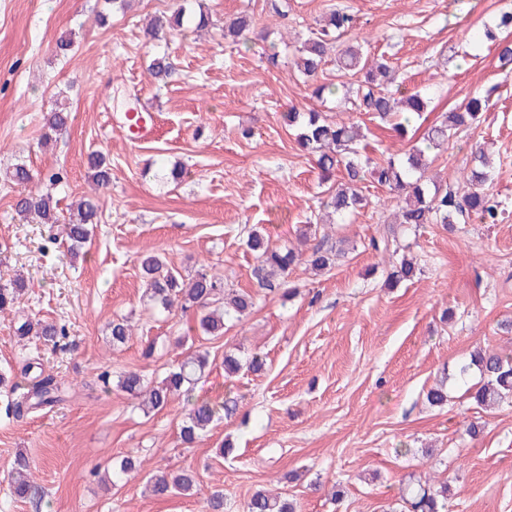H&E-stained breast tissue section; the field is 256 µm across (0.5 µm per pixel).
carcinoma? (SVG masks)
<instances>
[{"label": "carcinoma", "instance_id": "cac0c4a2", "mask_svg": "<svg viewBox=\"0 0 512 512\" xmlns=\"http://www.w3.org/2000/svg\"><path fill=\"white\" fill-rule=\"evenodd\" d=\"M186 23L196 28L206 27L210 24L209 14L201 10L188 16L185 7L180 5L169 17L155 22L152 34L165 28L178 31ZM251 25L250 16H237L224 23V38L237 42ZM353 27V15L343 10L331 11L319 29L310 33L297 48V71L308 79L316 78L328 55L336 51L340 70L353 75L365 72L364 80L351 91L356 109L376 115L387 122L397 135L405 137L413 128V122L421 119L428 110L431 97L418 90L406 91L397 97L389 88L392 74L384 57L365 55L353 45L334 49V43L349 34ZM501 29H512V11L501 13L495 26L486 25L484 30L475 31L473 37L477 41L483 38L498 41L499 60L509 64L512 62V41L506 37L497 40V31ZM496 89L495 85L490 87L484 95L471 98L463 109L450 112L442 120L427 126L407 153L374 166L359 150L363 135L355 122L333 123L319 112H297L293 108L285 118L288 127L296 132L298 145L317 156L323 178H329L337 170L342 172V177L336 181V187L329 189L328 200L324 202V207L331 210L336 222L345 221L366 205L363 183L369 176L377 184L388 188L401 202L399 223L407 230H415L423 224H454L465 217L474 218L481 224H496L503 209L501 202L485 191L495 169L483 149L477 147L472 150L471 166L462 175L464 185L461 192L441 187L428 175L430 155L448 148L452 131L479 122L483 112L489 109L491 96ZM67 125L68 110L60 104L48 115L43 138H55L66 130ZM88 164L92 181L97 187H106L112 182L111 167L103 156L90 155ZM58 205L59 201L49 193L31 192L19 196L14 208L19 215L32 217L41 224H57ZM98 212V199L87 196L78 204L77 214L63 223L62 233L69 243L70 252L74 253L85 245ZM246 245L256 259L253 276L258 287L269 291L282 285L296 264L304 262L312 270L321 272L336 265L340 252L337 245H330L325 239L304 251L274 247L266 230L258 228L248 232ZM408 250L410 245L399 243L389 253L392 264L389 282L397 284L409 280L420 271L417 260L406 254ZM141 270L150 298L165 309L176 306L183 312L194 311L197 329L205 336L223 335L225 321L238 320L255 306V295L251 292L228 288L221 278L207 271L184 279L166 267L156 253L143 256ZM23 288L25 284L21 280L11 288L0 286V313L13 308ZM109 328L114 347L125 345L132 336L131 326L122 317L112 320ZM18 334L23 338L35 336L54 343L56 338L66 335V331L55 323L28 318L19 324ZM208 365L206 353L187 356L157 383L139 371H125L119 376L117 388L141 399L142 406L152 411L163 409L176 395L183 397L189 409L180 434L184 442L193 443L206 433L218 414L217 406L194 400V389L204 377ZM263 368L264 360L260 357L254 356L244 362L232 353H224V375L227 378H234L244 370L255 373ZM472 371L480 377L472 392L477 404L490 406L512 398L511 353L476 348L471 352L469 361L460 367L459 376L464 378ZM10 391L13 395L10 408L19 415L25 410L59 402L64 387L55 377L39 374L26 385L13 383ZM140 469L139 457L127 455L121 459L112 476L119 482L136 477ZM29 470L28 457L23 453L18 454L13 461L12 485V492L18 498H33L38 494V487L29 479ZM147 484L152 495L164 499L173 493L192 494L196 479L190 471L171 473L159 470L147 477ZM447 496L448 485L443 484L438 488L411 490L402 496V500L410 505L413 512H442ZM246 512H296V506L282 496L259 489L248 500Z\"/></svg>", "mask_w": 512, "mask_h": 512}]
</instances>
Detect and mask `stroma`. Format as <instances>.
Returning a JSON list of instances; mask_svg holds the SVG:
<instances>
[{"mask_svg": "<svg viewBox=\"0 0 512 512\" xmlns=\"http://www.w3.org/2000/svg\"><path fill=\"white\" fill-rule=\"evenodd\" d=\"M173 3L0 0V284L26 278L16 311L0 313V372L16 380L27 366L66 386L61 402L20 418L0 386V512H208L217 489L224 512H244L259 489L282 493L297 512H402L400 488L418 481L447 484V512H512V403L482 409L468 393L477 376L456 377L474 348L512 353L503 328L512 322V65L501 66L491 43L470 39L512 0H288L284 19L270 0H185L188 10L211 15L207 29L147 36ZM336 9L356 19L347 42L388 59L396 85L432 93L429 121L497 86L480 123L457 131L431 173L455 187L472 145L487 143L496 173L490 191L504 213L497 224L465 218L407 233L393 222L389 190L369 181L365 209L318 227L344 243L336 266L317 274L301 264L284 288L261 290L248 230L296 243L328 188L283 112L358 122L365 153L378 162L410 147L345 97L314 96L319 82L354 84L335 59L314 81L294 67L296 46ZM239 14L256 25L234 44L224 22ZM70 34L75 50L60 56L57 43ZM273 51L275 68L265 60ZM162 55L174 67L163 86L148 72ZM59 103L71 126L43 143L45 117ZM129 103L157 114V132L137 145L122 132ZM93 153L111 165L109 188L96 189L89 177ZM19 163L31 171L29 191L59 199L60 219L80 197L98 194V222L78 256L57 225L16 215L19 188L6 175ZM176 163L187 173L175 182L168 172ZM55 172L63 183L51 182ZM392 234L425 262L419 278L394 288L385 284L390 264L368 246ZM146 252L183 277L207 270L255 292L254 309L222 336L194 331V312H163L144 299ZM28 314L66 324V338L19 339ZM123 316L134 333L116 350L108 325ZM234 348L260 354L264 370L225 381L224 353ZM195 350L208 354L209 366L194 395L221 412L186 444L182 400L146 413L116 381L126 370L162 380ZM442 379L448 401L430 405L426 394ZM472 421L483 427L475 439L465 431ZM227 442L233 453L219 456ZM136 449L145 471H193L196 493L157 499L142 478L111 483L114 463ZM21 450L36 464L34 499L10 495Z\"/></svg>", "mask_w": 512, "mask_h": 512, "instance_id": "1", "label": "stroma"}]
</instances>
